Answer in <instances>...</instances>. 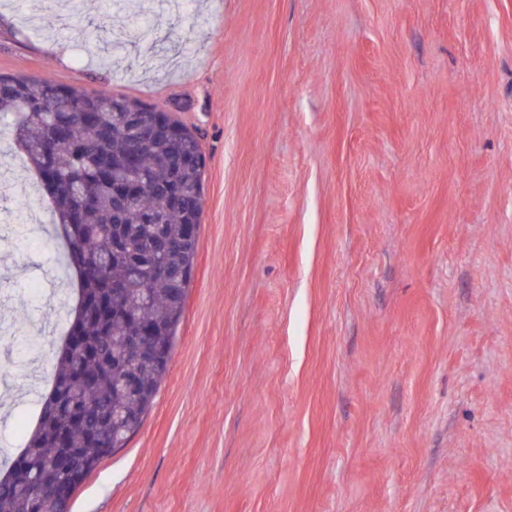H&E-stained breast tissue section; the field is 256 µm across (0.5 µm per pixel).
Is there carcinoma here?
<instances>
[{
	"label": "carcinoma",
	"mask_w": 512,
	"mask_h": 512,
	"mask_svg": "<svg viewBox=\"0 0 512 512\" xmlns=\"http://www.w3.org/2000/svg\"><path fill=\"white\" fill-rule=\"evenodd\" d=\"M141 105L49 76L0 74V119L52 205L77 280L76 304L25 448L0 474V512H67L76 487L139 431L168 371L196 257L205 165L195 134L166 115L132 134L119 104ZM52 110L43 112L41 105ZM137 185L117 197L103 167ZM154 328L155 365L132 350Z\"/></svg>",
	"instance_id": "cac0c4a2"
}]
</instances>
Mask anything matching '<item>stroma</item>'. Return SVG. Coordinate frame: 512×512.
Returning <instances> with one entry per match:
<instances>
[{
    "instance_id": "35a3bbf8",
    "label": "stroma",
    "mask_w": 512,
    "mask_h": 512,
    "mask_svg": "<svg viewBox=\"0 0 512 512\" xmlns=\"http://www.w3.org/2000/svg\"><path fill=\"white\" fill-rule=\"evenodd\" d=\"M0 0V73L140 99L205 156L197 259L140 430L71 512H512V0ZM144 20L98 67L75 30ZM0 449L70 281L0 127Z\"/></svg>"
}]
</instances>
